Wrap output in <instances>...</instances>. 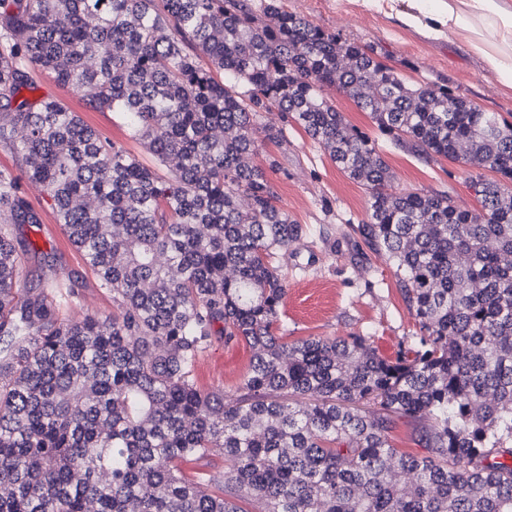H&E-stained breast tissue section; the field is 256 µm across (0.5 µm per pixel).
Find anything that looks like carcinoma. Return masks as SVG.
Listing matches in <instances>:
<instances>
[{"mask_svg": "<svg viewBox=\"0 0 512 512\" xmlns=\"http://www.w3.org/2000/svg\"><path fill=\"white\" fill-rule=\"evenodd\" d=\"M126 118L160 169L102 138L36 72ZM488 169L478 210L400 190L376 140ZM283 112L368 192L354 228L416 320L414 357L362 336L284 343L273 257L302 225L253 161ZM0 147L22 155L112 314L71 315L73 278L22 283L36 224L0 169V512H512V122L282 0H0ZM256 348L237 394L201 391L213 337ZM426 418L428 455L391 442ZM219 451V491L179 464ZM411 477L409 489L394 480ZM326 93L332 98L336 108L343 113L345 119L351 125L358 127L370 136L376 134V126L367 112H361L352 100L337 92L336 88H328Z\"/></svg>", "mask_w": 512, "mask_h": 512, "instance_id": "obj_1", "label": "carcinoma"}]
</instances>
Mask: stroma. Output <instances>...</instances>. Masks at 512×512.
<instances>
[{
	"mask_svg": "<svg viewBox=\"0 0 512 512\" xmlns=\"http://www.w3.org/2000/svg\"><path fill=\"white\" fill-rule=\"evenodd\" d=\"M287 10L303 15L342 37L375 45L382 60L413 81L444 82L482 109L512 121V80L488 70L471 55L455 32L431 30L426 20L411 23L408 0H284ZM42 94L63 100L102 137L122 145L143 164L154 157L131 139L122 116L86 108L83 94L57 83L52 74L37 76ZM262 124L284 131L282 139L262 142L254 161L267 168L282 208L305 233L278 261L286 275L287 295L281 308L280 334L286 342L337 336L365 337L386 359L414 347L415 320L403 300L397 279L383 258L373 254L354 233L366 215L368 193L350 180L327 152L280 113H262ZM399 189H445L456 205L474 209L478 202L467 180L475 167L448 158L423 165L413 157L382 147ZM39 221L19 224L17 237L33 242L22 275L28 281L78 276L82 288L75 316L112 313V298L99 288L93 272L68 245L47 197L23 181ZM253 349L243 341L214 340L196 361L195 381L204 391L235 394L250 369Z\"/></svg>",
	"mask_w": 512,
	"mask_h": 512,
	"instance_id": "35a3bbf8",
	"label": "stroma"
}]
</instances>
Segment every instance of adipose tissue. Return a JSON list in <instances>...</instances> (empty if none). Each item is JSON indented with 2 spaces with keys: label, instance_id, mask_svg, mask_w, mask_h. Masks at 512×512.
Segmentation results:
<instances>
[{
  "label": "adipose tissue",
  "instance_id": "1",
  "mask_svg": "<svg viewBox=\"0 0 512 512\" xmlns=\"http://www.w3.org/2000/svg\"><path fill=\"white\" fill-rule=\"evenodd\" d=\"M414 2L436 26L459 31L490 70L512 78V0Z\"/></svg>",
  "mask_w": 512,
  "mask_h": 512
}]
</instances>
